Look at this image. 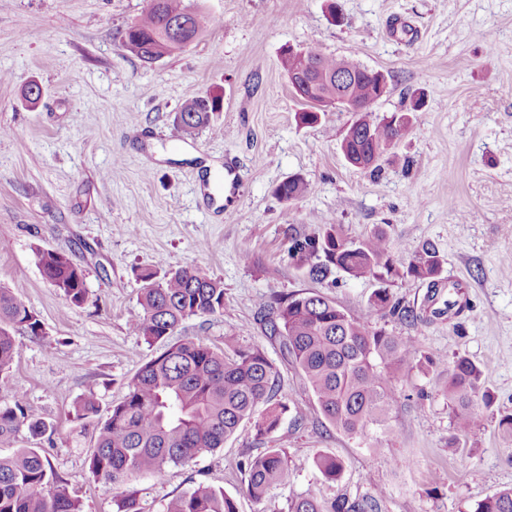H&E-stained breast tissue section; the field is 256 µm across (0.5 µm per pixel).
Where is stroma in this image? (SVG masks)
Segmentation results:
<instances>
[{
  "label": "stroma",
  "mask_w": 512,
  "mask_h": 512,
  "mask_svg": "<svg viewBox=\"0 0 512 512\" xmlns=\"http://www.w3.org/2000/svg\"><path fill=\"white\" fill-rule=\"evenodd\" d=\"M209 18L182 53L152 63L124 50L119 33L149 0H0V286L40 318V336L14 333L17 356L0 406L21 402L51 429L36 442L82 512H115L110 485L87 464L94 423L75 402L93 395L100 417L123 400L140 366L158 355L132 332L138 268L195 266L224 284V312L186 322L183 333L220 348L228 335L262 350L280 371L288 410L271 439L288 476L264 502L246 494L243 463L257 454L250 426L164 477L133 480L143 512H164L205 483L238 512H289L302 496L375 499L378 512H474L512 487V0H188ZM290 45L351 56L389 77L384 115L424 104L378 174L340 148L355 119L328 112L300 123L302 102L280 67ZM42 98L29 103L30 83ZM221 98L209 124L173 146L174 115L187 100ZM239 170L230 212L202 203L203 167ZM300 177L303 196L276 189ZM324 224L361 239L384 230L406 252L432 243L443 281L461 286L456 315L434 317L426 282L406 278L394 299L423 314L412 324L374 313L375 281L336 274L312 280L288 253L292 234ZM67 254L86 271V300L70 304L42 275L33 250ZM250 259H243V249ZM318 291L433 357L403 370L400 403L368 438L330 425L277 340L256 321L272 295ZM484 371L492 398L465 436L450 424L445 385L457 357ZM341 460L337 481L312 460Z\"/></svg>",
  "instance_id": "stroma-1"
}]
</instances>
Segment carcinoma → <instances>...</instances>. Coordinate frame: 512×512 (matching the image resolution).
<instances>
[{
    "mask_svg": "<svg viewBox=\"0 0 512 512\" xmlns=\"http://www.w3.org/2000/svg\"><path fill=\"white\" fill-rule=\"evenodd\" d=\"M209 26L208 17L185 0H150L147 11L121 33L131 45L129 52L145 62L181 53L199 39ZM316 64L313 77L355 74L346 87L349 98L363 112L348 128L341 142L346 157L358 161L384 156L413 125L407 112L375 116L376 83L366 67L349 57L309 51ZM280 65L289 78L300 72V54L281 53ZM335 86L324 83L305 89L301 113L306 123H316L311 111L322 94ZM220 99L204 96L184 103L175 121L186 134L206 126ZM307 183L290 179L277 188L278 196L291 201L303 195ZM289 253L307 266L310 278L323 281L338 271L351 279H373L370 307L397 314L415 323L421 316L412 309L391 303L390 287L397 279L413 278L438 287L441 260L425 246L408 262L398 259L399 248L382 230L355 242L345 239L334 224H325L311 235L290 238ZM37 266L44 278L73 305L84 303L85 270L66 254L37 248ZM144 283L140 306L130 316L133 332L146 343L162 342L164 350L143 364L128 385L121 402L97 423L95 444L88 459L93 477L118 491L116 512H141L133 493L125 487L141 476L161 478L169 465H185L198 454L224 447L238 428L254 426L255 439L267 443L278 427L287 405L278 399L277 368L258 348L244 347L235 336L224 337V348H212L190 337L172 340L192 318L224 313V284L195 267L159 271V266L138 270ZM265 334L279 341L284 355L306 381L324 418L344 433L366 438L372 429L385 426L388 414L400 399L396 373L412 364L417 349L410 342L376 329L362 318L315 292L288 297L274 296L256 317ZM20 327L33 336L42 323L24 301L0 288V373L9 369L17 354L12 330ZM483 370L466 357L457 358L448 374V408L454 429L462 434L477 425ZM76 418L98 414L95 399L84 397L74 405ZM49 426L29 414L20 402L0 406V446L12 448L22 434L36 440ZM322 476L336 480L343 469L334 457L313 459ZM247 493L257 502L288 476V460L281 448L272 446L244 463ZM372 498L329 504L299 497L291 512H375ZM0 512H82L53 477L50 463L37 448H19L0 456ZM165 512H238L235 500L208 484L171 499ZM475 512H512V488L504 489L477 504Z\"/></svg>",
    "mask_w": 512,
    "mask_h": 512,
    "instance_id": "1",
    "label": "carcinoma"
}]
</instances>
